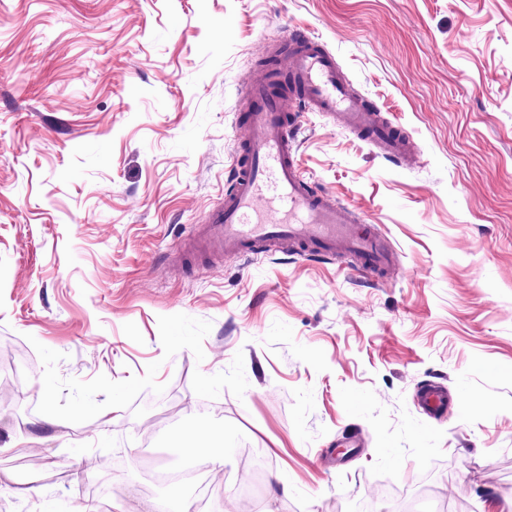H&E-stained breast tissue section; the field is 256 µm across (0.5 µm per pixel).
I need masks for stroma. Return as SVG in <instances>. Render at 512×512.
<instances>
[{
  "label": "stroma",
  "mask_w": 512,
  "mask_h": 512,
  "mask_svg": "<svg viewBox=\"0 0 512 512\" xmlns=\"http://www.w3.org/2000/svg\"><path fill=\"white\" fill-rule=\"evenodd\" d=\"M301 27L410 136L394 164L305 113L307 180L398 257L183 260L224 197L246 83ZM0 512H191L203 408L261 512H490L512 500V0H0ZM454 406L432 418L420 388ZM111 410L109 425H99ZM54 424L43 427L45 416ZM419 405L429 415L440 414L446 411L453 403L448 390L437 383L423 386L419 392ZM267 462L264 459L253 461L249 473L242 477H238L235 482L229 480L233 485L234 491L238 498L249 497L251 495V484L257 483L267 472Z\"/></svg>",
  "instance_id": "obj_1"
}]
</instances>
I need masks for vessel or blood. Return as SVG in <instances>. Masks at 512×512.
<instances>
[{
	"instance_id": "b4317fda",
	"label": "vessel or blood",
	"mask_w": 512,
	"mask_h": 512,
	"mask_svg": "<svg viewBox=\"0 0 512 512\" xmlns=\"http://www.w3.org/2000/svg\"><path fill=\"white\" fill-rule=\"evenodd\" d=\"M276 48L291 72L292 96L275 95L265 76L249 83L243 122L250 137L233 157V185L189 239L241 258L285 241L295 255L332 259L349 254L357 257L363 277L382 275L393 267L394 256L375 225L355 218L346 205L303 177L294 148L300 115L322 113L396 162L410 155L412 142L398 127L376 120L342 76L335 56L302 28L284 30ZM418 396L430 415L453 403L437 383L423 386Z\"/></svg>"
}]
</instances>
